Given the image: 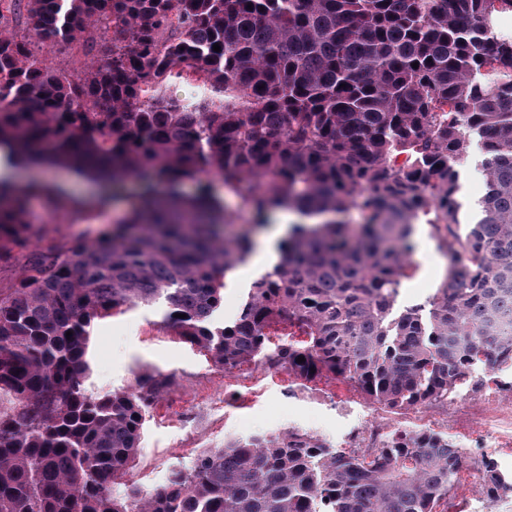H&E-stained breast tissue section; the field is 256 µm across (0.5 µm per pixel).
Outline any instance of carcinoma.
<instances>
[{
  "label": "carcinoma",
  "mask_w": 512,
  "mask_h": 512,
  "mask_svg": "<svg viewBox=\"0 0 512 512\" xmlns=\"http://www.w3.org/2000/svg\"><path fill=\"white\" fill-rule=\"evenodd\" d=\"M509 10L512 0H0V158L110 169L140 198L95 238L28 255L0 287V512H438L467 459L430 429L364 453L296 428L232 437L155 487L125 481L166 379L89 389L90 330L160 304L161 326L226 370L263 358L397 410L512 370V29L494 31ZM108 27L117 42L92 55L91 33ZM33 35L92 58L77 75L58 71ZM173 79L223 98L184 106L167 93ZM473 137L485 193L462 231ZM213 175L236 208L212 194ZM186 180L195 197L156 200ZM36 195L79 214L36 178L0 177V268L27 248ZM284 207L327 219L295 223L237 316L217 321L226 277L255 250L249 232L227 228ZM420 222L446 273L399 308ZM277 324L290 339L271 350ZM481 491L494 502L512 477L488 460Z\"/></svg>",
  "instance_id": "cac0c4a2"
}]
</instances>
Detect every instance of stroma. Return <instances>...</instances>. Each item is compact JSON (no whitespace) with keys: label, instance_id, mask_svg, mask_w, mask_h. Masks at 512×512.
I'll return each mask as SVG.
<instances>
[{"label":"stroma","instance_id":"stroma-1","mask_svg":"<svg viewBox=\"0 0 512 512\" xmlns=\"http://www.w3.org/2000/svg\"><path fill=\"white\" fill-rule=\"evenodd\" d=\"M50 183L83 198L84 219L68 222L49 209L43 198L30 203V220L39 228L29 251L69 245L122 216L135 200L137 186L126 181L114 200L98 206L102 184L77 178L65 169L47 171ZM416 270L404 280L398 302L409 305L434 293L442 281L445 259L427 225L416 227ZM267 271L258 258L226 278L224 318L233 320L253 282ZM154 309L132 308L95 321L89 346L92 390H132L139 374L168 376L161 399L146 416L138 452L126 478L144 486L162 483L170 467L199 451L223 446L225 439L290 427L315 433L339 448L364 450L367 431L391 433L431 428L448 436L465 452L468 466L448 496L444 512H512V494L489 502L481 492L484 461L512 475V373L501 385H474L445 403L391 410L369 400L350 383L331 377L297 380L285 370L253 363L240 370L218 367L195 346L164 330Z\"/></svg>","mask_w":512,"mask_h":512}]
</instances>
